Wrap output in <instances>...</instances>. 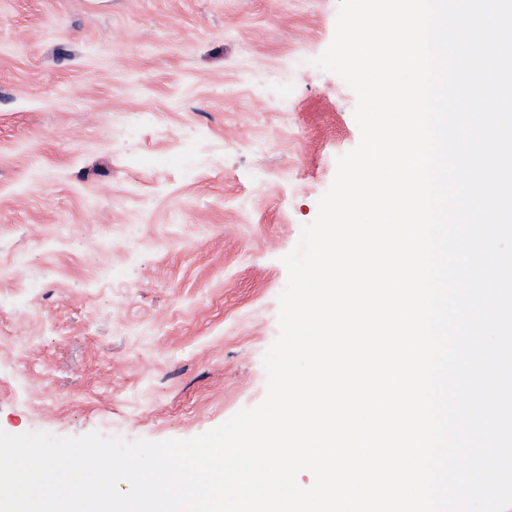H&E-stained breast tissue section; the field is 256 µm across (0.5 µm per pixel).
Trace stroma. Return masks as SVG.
<instances>
[{"label": "stroma", "mask_w": 512, "mask_h": 512, "mask_svg": "<svg viewBox=\"0 0 512 512\" xmlns=\"http://www.w3.org/2000/svg\"><path fill=\"white\" fill-rule=\"evenodd\" d=\"M339 0H0V430L186 440L265 397L360 130Z\"/></svg>", "instance_id": "1"}]
</instances>
